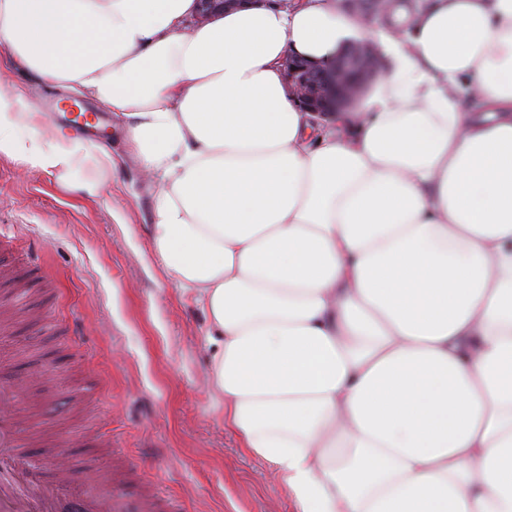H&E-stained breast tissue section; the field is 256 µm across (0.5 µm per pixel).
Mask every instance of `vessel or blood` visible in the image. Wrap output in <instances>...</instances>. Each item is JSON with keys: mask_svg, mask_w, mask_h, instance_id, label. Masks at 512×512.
Returning <instances> with one entry per match:
<instances>
[{"mask_svg": "<svg viewBox=\"0 0 512 512\" xmlns=\"http://www.w3.org/2000/svg\"><path fill=\"white\" fill-rule=\"evenodd\" d=\"M19 414L0 411V512H55L67 501L68 512H159L161 505L150 486H141L137 501L127 505L120 497L93 498L72 485L67 472L57 480H41L36 467L20 452Z\"/></svg>", "mask_w": 512, "mask_h": 512, "instance_id": "1", "label": "vessel or blood"}]
</instances>
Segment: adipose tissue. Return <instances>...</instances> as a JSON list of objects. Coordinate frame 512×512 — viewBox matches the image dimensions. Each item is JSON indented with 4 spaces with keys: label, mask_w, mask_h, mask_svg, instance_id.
Here are the masks:
<instances>
[{
    "label": "adipose tissue",
    "mask_w": 512,
    "mask_h": 512,
    "mask_svg": "<svg viewBox=\"0 0 512 512\" xmlns=\"http://www.w3.org/2000/svg\"><path fill=\"white\" fill-rule=\"evenodd\" d=\"M194 7L0 0V47L125 119L224 421L294 512H512V0L398 10L394 68L321 117L281 63L348 41L342 0ZM0 152L89 197L112 176L1 82ZM246 0H197V12L194 21L203 23L209 21L218 13L233 9Z\"/></svg>",
    "instance_id": "ef3b65f1"
}]
</instances>
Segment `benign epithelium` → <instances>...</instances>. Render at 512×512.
I'll list each match as a JSON object with an SVG mask.
<instances>
[{"instance_id":"1","label":"benign epithelium","mask_w":512,"mask_h":512,"mask_svg":"<svg viewBox=\"0 0 512 512\" xmlns=\"http://www.w3.org/2000/svg\"><path fill=\"white\" fill-rule=\"evenodd\" d=\"M241 2L243 0H197L195 22H206ZM383 2L385 0H346V5L352 14L371 27ZM282 67L299 108L319 116L348 111L355 98L388 70L385 58L368 40L348 43L332 57L319 62L290 54Z\"/></svg>"}]
</instances>
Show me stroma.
<instances>
[{"label":"stroma","instance_id":"obj_1","mask_svg":"<svg viewBox=\"0 0 512 512\" xmlns=\"http://www.w3.org/2000/svg\"><path fill=\"white\" fill-rule=\"evenodd\" d=\"M6 59L0 49V75L34 104L79 98L101 114L100 130L80 134L116 162L91 199L0 153V382L25 392L23 454L49 480L65 464L97 497L111 495L104 473L120 451L134 483L154 485L176 512H293L268 465L224 424L208 317L152 257L156 186L123 124Z\"/></svg>","mask_w":512,"mask_h":512}]
</instances>
